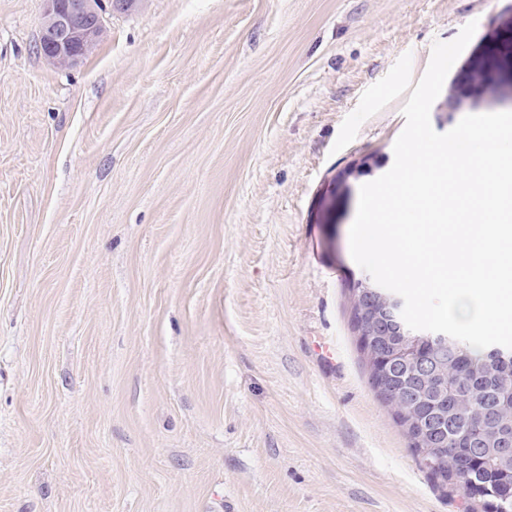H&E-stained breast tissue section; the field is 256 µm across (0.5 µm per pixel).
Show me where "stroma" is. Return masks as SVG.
Listing matches in <instances>:
<instances>
[{
  "instance_id": "stroma-1",
  "label": "stroma",
  "mask_w": 512,
  "mask_h": 512,
  "mask_svg": "<svg viewBox=\"0 0 512 512\" xmlns=\"http://www.w3.org/2000/svg\"><path fill=\"white\" fill-rule=\"evenodd\" d=\"M42 12L0 0V512H465L368 383L349 231L434 41L477 24L433 129L503 110L512 0H139L68 68Z\"/></svg>"
}]
</instances>
